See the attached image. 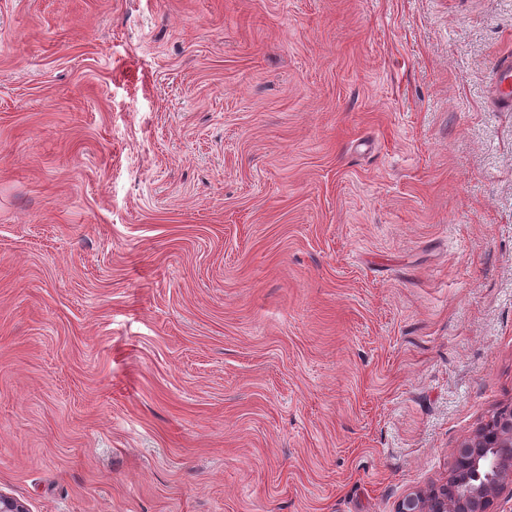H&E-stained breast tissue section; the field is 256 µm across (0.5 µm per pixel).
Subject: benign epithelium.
Returning a JSON list of instances; mask_svg holds the SVG:
<instances>
[{
  "label": "benign epithelium",
  "instance_id": "1",
  "mask_svg": "<svg viewBox=\"0 0 512 512\" xmlns=\"http://www.w3.org/2000/svg\"><path fill=\"white\" fill-rule=\"evenodd\" d=\"M454 455L456 465L442 491L411 493L396 512H488L504 491L512 498V407L497 411Z\"/></svg>",
  "mask_w": 512,
  "mask_h": 512
}]
</instances>
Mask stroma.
<instances>
[{
  "mask_svg": "<svg viewBox=\"0 0 512 512\" xmlns=\"http://www.w3.org/2000/svg\"><path fill=\"white\" fill-rule=\"evenodd\" d=\"M512 0H0V494L395 512L512 406ZM497 95L495 103L503 107L512 106V61H501L496 67Z\"/></svg>",
  "mask_w": 512,
  "mask_h": 512,
  "instance_id": "35a3bbf8",
  "label": "stroma"
}]
</instances>
